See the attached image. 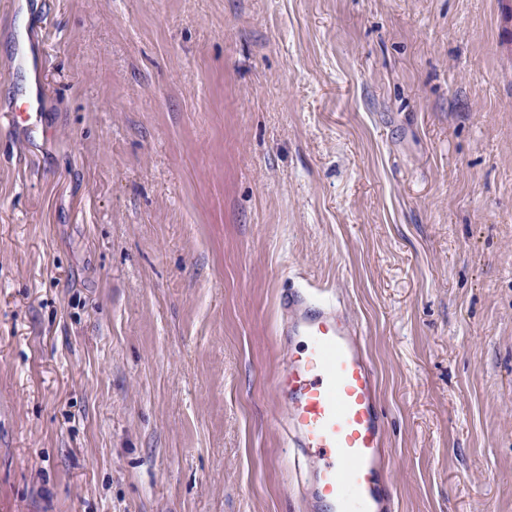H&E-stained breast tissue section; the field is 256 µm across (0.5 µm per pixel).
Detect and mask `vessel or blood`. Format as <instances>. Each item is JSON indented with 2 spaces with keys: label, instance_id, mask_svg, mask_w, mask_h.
<instances>
[{
  "label": "vessel or blood",
  "instance_id": "1",
  "mask_svg": "<svg viewBox=\"0 0 512 512\" xmlns=\"http://www.w3.org/2000/svg\"><path fill=\"white\" fill-rule=\"evenodd\" d=\"M281 307L288 363L276 392L304 512H397L385 414L358 322L318 288H290Z\"/></svg>",
  "mask_w": 512,
  "mask_h": 512
}]
</instances>
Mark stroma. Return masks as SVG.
<instances>
[{
	"label": "stroma",
	"mask_w": 512,
	"mask_h": 512,
	"mask_svg": "<svg viewBox=\"0 0 512 512\" xmlns=\"http://www.w3.org/2000/svg\"><path fill=\"white\" fill-rule=\"evenodd\" d=\"M0 512H300L290 284L366 336L398 512H512V0H0Z\"/></svg>",
	"instance_id": "obj_1"
}]
</instances>
